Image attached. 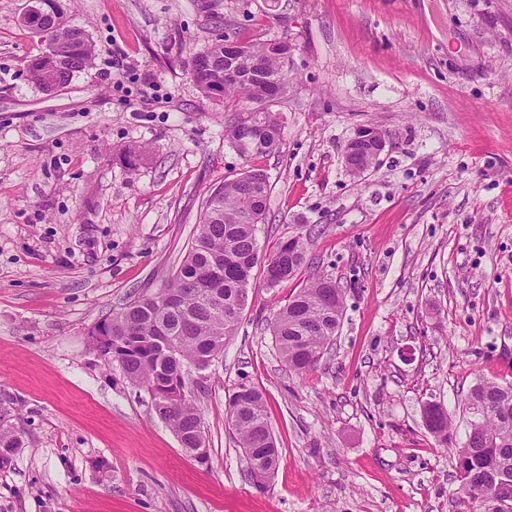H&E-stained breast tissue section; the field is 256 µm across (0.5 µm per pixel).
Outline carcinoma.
Wrapping results in <instances>:
<instances>
[{
  "instance_id": "obj_1",
  "label": "carcinoma",
  "mask_w": 512,
  "mask_h": 512,
  "mask_svg": "<svg viewBox=\"0 0 512 512\" xmlns=\"http://www.w3.org/2000/svg\"><path fill=\"white\" fill-rule=\"evenodd\" d=\"M45 13L24 19L26 27L41 30L46 46L28 64V78L45 87L51 81L68 82L89 67L94 46L87 37L74 35L56 41L57 27L68 25L62 0H47ZM238 68L247 75L257 68L270 80L284 73L285 64L268 53L265 43L247 42ZM193 80L207 97L224 86L227 105L256 101L262 107L246 113L224 131L243 157L267 155L278 147L281 127L264 102L262 85L243 80L224 84V45L213 42L204 55L190 61ZM270 184L267 174L250 169L215 190L207 199L202 220L182 263L164 287L139 296L91 331L104 358L120 364L129 382L148 391L152 400L166 405L161 420L179 438L195 461H209L202 416L194 403L185 368L205 369L224 355V345L234 335L244 311L252 272L259 261L257 226L264 222ZM305 261V243L293 237L278 247L264 268L273 286L294 277ZM344 312V291L329 278H317L280 307L271 323L276 350L289 371L303 375L317 367L338 334ZM469 457L459 474V490L485 510V496L494 475L512 472V387L480 381L466 399ZM226 421L238 438L248 463L249 476L264 487L279 462L262 393L240 385L228 396ZM428 431L448 446L451 419L441 405L434 406ZM20 447L12 431L0 428V467L11 462Z\"/></svg>"
}]
</instances>
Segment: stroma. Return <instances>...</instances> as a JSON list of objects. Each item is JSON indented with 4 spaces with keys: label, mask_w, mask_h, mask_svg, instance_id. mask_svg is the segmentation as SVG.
Masks as SVG:
<instances>
[{
    "label": "stroma",
    "mask_w": 512,
    "mask_h": 512,
    "mask_svg": "<svg viewBox=\"0 0 512 512\" xmlns=\"http://www.w3.org/2000/svg\"><path fill=\"white\" fill-rule=\"evenodd\" d=\"M95 48L54 93L27 78L45 48L0 0V512H475L456 450L480 380L512 384V0H63ZM292 47L273 153L224 137L238 108L189 63L220 37ZM362 126L378 162L344 164ZM143 147L135 170L123 153ZM270 177L260 265L224 356L190 371L210 448L199 464L93 343L94 325L160 288L207 197ZM297 277L268 286L281 241ZM345 290L335 344L286 372L270 323L307 282ZM261 391L280 458L245 475L229 394ZM441 404L447 446L423 409ZM305 243L302 236L282 242L273 258L264 268V279L269 286L294 277L305 261Z\"/></svg>",
    "instance_id": "35a3bbf8"
}]
</instances>
